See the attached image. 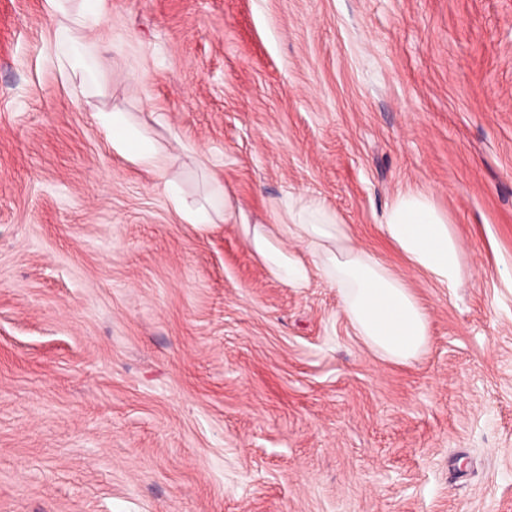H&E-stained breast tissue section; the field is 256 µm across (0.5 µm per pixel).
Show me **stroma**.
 Listing matches in <instances>:
<instances>
[{
	"mask_svg": "<svg viewBox=\"0 0 512 512\" xmlns=\"http://www.w3.org/2000/svg\"><path fill=\"white\" fill-rule=\"evenodd\" d=\"M84 36L85 82L44 0H0V512H512V0H106ZM98 112L177 153L189 201L214 174L253 224L319 200L425 351L356 336L304 243L291 288L240 225L181 223ZM408 190L455 294L381 233Z\"/></svg>",
	"mask_w": 512,
	"mask_h": 512,
	"instance_id": "stroma-1",
	"label": "stroma"
}]
</instances>
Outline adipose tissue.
I'll return each mask as SVG.
<instances>
[{
    "mask_svg": "<svg viewBox=\"0 0 512 512\" xmlns=\"http://www.w3.org/2000/svg\"><path fill=\"white\" fill-rule=\"evenodd\" d=\"M49 17L55 18V42L69 44L72 66L85 65L87 46L82 31L98 21L105 0H82L71 22H64L65 0H45ZM98 129L115 153L134 166L155 174L161 181L169 206L186 224H239L253 253L268 272L288 286L303 285L306 266L281 245L283 238L301 240L315 257L330 282L344 295L343 308L357 336L391 360L406 363L416 359L429 336L426 313L406 283L378 257L360 247L336 253L331 243L338 224L320 203L311 201L288 213L287 221L274 230L248 225L242 211L231 204L223 182L213 184L210 207L187 202L168 172L174 155L168 148L134 126L126 113L100 112ZM383 236L406 259L411 269L424 273L435 285L448 291L462 280L461 250L446 218L432 200L419 191L399 194L386 211L380 226Z\"/></svg>",
    "mask_w": 512,
    "mask_h": 512,
    "instance_id": "ef3b65f1",
    "label": "adipose tissue"
}]
</instances>
